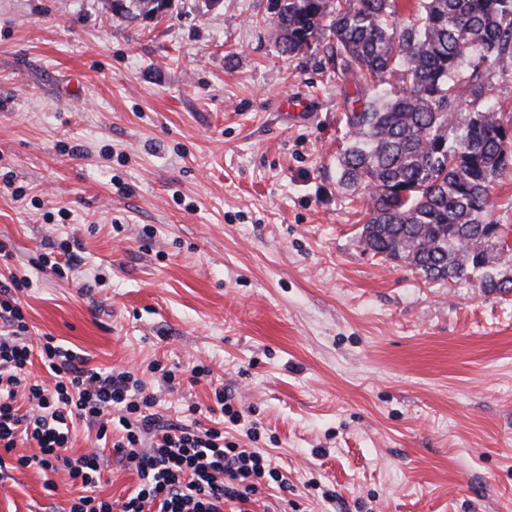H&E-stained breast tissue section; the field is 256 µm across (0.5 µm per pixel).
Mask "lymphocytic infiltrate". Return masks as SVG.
<instances>
[{"mask_svg":"<svg viewBox=\"0 0 512 512\" xmlns=\"http://www.w3.org/2000/svg\"><path fill=\"white\" fill-rule=\"evenodd\" d=\"M0 323L7 329L0 336V471L6 467L4 453L18 442L35 441L37 453L19 456L18 467L63 469L88 490L67 512H224L229 503L235 512H250V504L268 488L287 490L283 473L255 446L257 425H245L252 445L242 448L226 440L223 430L164 420L156 411V395L132 371L87 368L84 355L55 344L50 336L40 350H32L29 327L11 295L0 297ZM36 354L53 372V385L32 378ZM21 397L28 399L30 410L17 408ZM113 414L122 428L113 450L140 478L118 506L90 493L101 472L99 454L68 453L74 421L97 424V437L103 440L105 419Z\"/></svg>","mask_w":512,"mask_h":512,"instance_id":"1","label":"lymphocytic infiltrate"}]
</instances>
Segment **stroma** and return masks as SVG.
I'll list each match as a JSON object with an SVG mask.
<instances>
[{
    "label": "stroma",
    "mask_w": 512,
    "mask_h": 512,
    "mask_svg": "<svg viewBox=\"0 0 512 512\" xmlns=\"http://www.w3.org/2000/svg\"><path fill=\"white\" fill-rule=\"evenodd\" d=\"M273 15L0 0V283L27 276L32 342L134 371L168 418L194 402L212 427L231 393L288 482L257 512H512V295L363 250L364 196L337 182L357 89L323 49L282 54ZM484 98L512 124L511 55ZM74 241L59 275L44 259ZM37 451L6 455L0 512L81 496L15 468ZM102 459L95 494L122 501L139 476ZM153 1L156 0H122V11L116 12H114L112 9V0H107L106 4L110 9H112L113 15H119L122 18L133 20L141 16V14L147 17L154 16L155 6L152 3ZM155 13H159V11H156Z\"/></svg>",
    "instance_id": "stroma-1"
}]
</instances>
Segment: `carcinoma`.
<instances>
[{
  "mask_svg": "<svg viewBox=\"0 0 512 512\" xmlns=\"http://www.w3.org/2000/svg\"><path fill=\"white\" fill-rule=\"evenodd\" d=\"M153 0H121L117 15L152 16ZM282 53L325 43L328 59L360 81V106L345 113L339 182L368 191L359 242L403 260L427 280L478 281L512 293L497 272L506 231L486 222L491 184L512 163V125L491 107L456 111L483 96L491 66L512 54V0H275Z\"/></svg>",
  "mask_w": 512,
  "mask_h": 512,
  "instance_id": "carcinoma-1",
  "label": "carcinoma"
}]
</instances>
